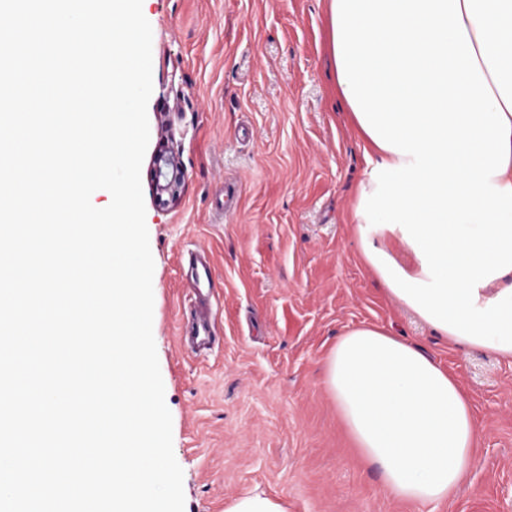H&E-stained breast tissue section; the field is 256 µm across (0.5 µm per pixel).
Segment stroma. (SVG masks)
<instances>
[{
	"label": "stroma",
	"mask_w": 512,
	"mask_h": 512,
	"mask_svg": "<svg viewBox=\"0 0 512 512\" xmlns=\"http://www.w3.org/2000/svg\"><path fill=\"white\" fill-rule=\"evenodd\" d=\"M152 28L149 151L180 156L178 199L141 182L154 259L153 336L183 470L185 512L250 493L287 512H512V362L439 336L388 293L348 218L367 176L336 93L325 0H143ZM214 264L217 339L177 336L190 297L180 258ZM360 325L422 347L468 392L479 426L454 497L385 493L323 383L336 339Z\"/></svg>",
	"instance_id": "stroma-1"
}]
</instances>
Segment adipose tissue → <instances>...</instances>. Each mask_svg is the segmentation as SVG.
<instances>
[{
    "label": "adipose tissue",
    "instance_id": "1",
    "mask_svg": "<svg viewBox=\"0 0 512 512\" xmlns=\"http://www.w3.org/2000/svg\"><path fill=\"white\" fill-rule=\"evenodd\" d=\"M328 49L370 166L352 219L387 291L449 341L512 361V0H327ZM324 383L386 490L453 497L471 399L384 328L348 329Z\"/></svg>",
    "mask_w": 512,
    "mask_h": 512
}]
</instances>
